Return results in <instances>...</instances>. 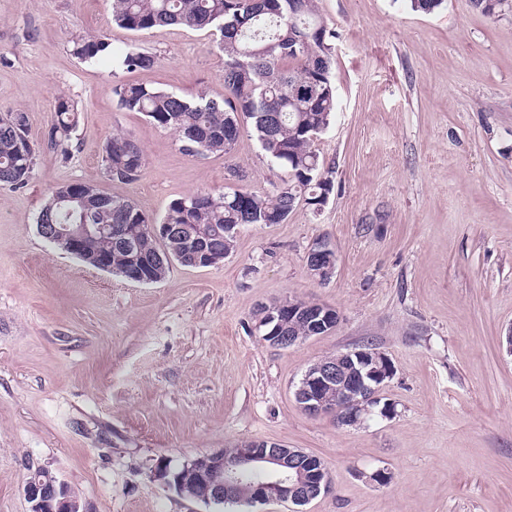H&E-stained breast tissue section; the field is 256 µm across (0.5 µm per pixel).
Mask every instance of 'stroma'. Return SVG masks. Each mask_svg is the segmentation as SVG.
I'll list each match as a JSON object with an SVG mask.
<instances>
[{
	"label": "stroma",
	"instance_id": "obj_1",
	"mask_svg": "<svg viewBox=\"0 0 512 512\" xmlns=\"http://www.w3.org/2000/svg\"><path fill=\"white\" fill-rule=\"evenodd\" d=\"M318 7L336 32V112L315 142L332 169L327 203L242 225L224 261L138 284L38 235L52 188L88 183L157 219L181 196L269 191L288 173L249 121L229 154L189 156L176 133L120 109L118 80L223 99L208 31H130L113 24L112 0H0V115L25 111L41 145L57 97L82 113L68 158L42 148L27 187L0 186V512H29L23 485L39 468L93 512H240L153 470L251 439L321 459L332 485L304 512H512V13L471 0ZM79 33L158 63L80 62ZM120 132L145 151L129 182L102 165ZM320 243L336 255L325 281L306 264ZM285 298L329 305L340 323L273 346L255 312ZM363 345L392 362L380 397L393 417L350 427L303 412L306 369ZM380 470L389 483L372 481ZM119 57V65L126 70H150L158 63V58L147 52L128 50Z\"/></svg>",
	"mask_w": 512,
	"mask_h": 512
}]
</instances>
